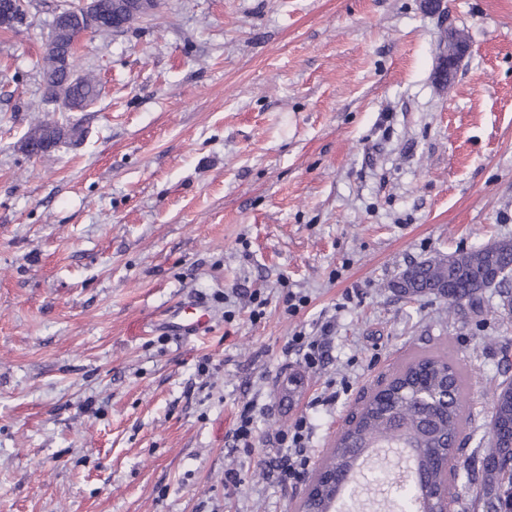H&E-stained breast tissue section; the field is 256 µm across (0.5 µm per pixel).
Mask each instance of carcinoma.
I'll return each mask as SVG.
<instances>
[{
    "label": "carcinoma",
    "mask_w": 512,
    "mask_h": 512,
    "mask_svg": "<svg viewBox=\"0 0 512 512\" xmlns=\"http://www.w3.org/2000/svg\"><path fill=\"white\" fill-rule=\"evenodd\" d=\"M47 99L61 94H80L96 100L97 75L83 73L77 84L46 87ZM417 297L448 299L458 311H479L486 289H499L501 307L512 305V292L499 287L512 273V241L503 240L485 247L454 253V260L433 256L405 270ZM465 380L444 352L412 356L389 377L387 390L368 398L358 409L355 423L344 430L336 445L324 457L320 471L332 475V482L314 480L316 494L302 501L300 512H339L338 494L367 449L378 444L404 445L418 470L428 473L425 483L401 484L378 468L375 481L395 483L394 512H434L436 492L455 496L457 464L453 439L466 423ZM491 422L498 430L495 441L483 449L475 501L483 507L495 500L503 512H512V386L500 383L494 394Z\"/></svg>",
    "instance_id": "cac0c4a2"
}]
</instances>
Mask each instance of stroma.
Wrapping results in <instances>:
<instances>
[{
    "label": "stroma",
    "instance_id": "obj_1",
    "mask_svg": "<svg viewBox=\"0 0 512 512\" xmlns=\"http://www.w3.org/2000/svg\"><path fill=\"white\" fill-rule=\"evenodd\" d=\"M69 2L29 0L0 29V512H297L304 483L267 472L276 434L306 417L317 469L418 351L467 380L473 465L512 380V314L493 289L454 314L393 285L512 240V0H158L78 39L100 96L66 114L39 67ZM452 30L471 52L442 85ZM46 122L79 133L31 156ZM289 291L308 299L294 316ZM192 300L211 323L183 337ZM300 330L325 338L316 368L284 351ZM251 400L247 452L231 435Z\"/></svg>",
    "mask_w": 512,
    "mask_h": 512
}]
</instances>
